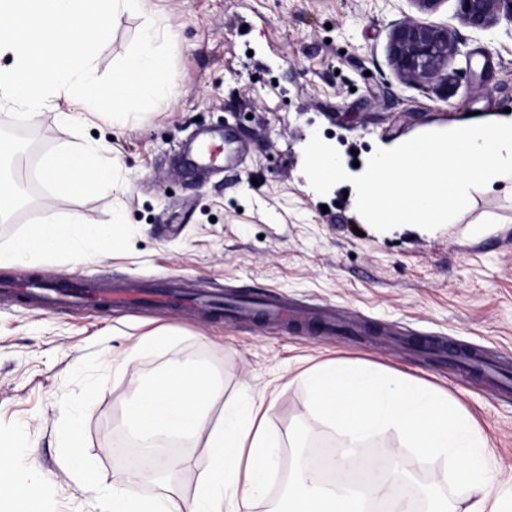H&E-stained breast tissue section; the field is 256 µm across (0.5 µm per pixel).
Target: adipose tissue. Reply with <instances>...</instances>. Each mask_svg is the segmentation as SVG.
Instances as JSON below:
<instances>
[{"mask_svg":"<svg viewBox=\"0 0 512 512\" xmlns=\"http://www.w3.org/2000/svg\"><path fill=\"white\" fill-rule=\"evenodd\" d=\"M147 0H0V104L10 103L35 115L54 99L66 107L60 124L77 115H120L132 96H145L169 81L165 58L146 30L138 48L113 73L111 85L101 83L95 60L112 24L125 13L144 9ZM40 178L59 191L93 196L112 185V163L90 145L66 147L47 158ZM112 228L82 223L73 216L47 219L12 249L0 250V267L21 256L43 258L66 247L73 260L87 254L85 240L112 236ZM308 385L310 409L334 431L343 449L340 467H355L359 448L375 433L395 432L403 447L426 457L452 461L460 492L428 496L426 512H502L492 498L493 479L485 462L486 442L467 412L456 408L445 392L409 379L392 377L371 364L344 362L318 365L301 375ZM217 388L205 370L173 361L164 374L147 382L132 399L122 423L139 447L157 450L160 469L177 472L184 457L164 456L171 438L205 441L206 455L197 462L198 491L175 502L167 495L132 497L128 486L137 474L126 470L110 488L104 512H245L254 494L276 465L269 432L263 422H242L235 408L224 410L220 423L210 419ZM11 447H0V512H37V492H25L3 472ZM405 474L392 469L386 479L366 489L329 487L308 470L297 469L289 482L291 512H371L387 497L389 484L404 483Z\"/></svg>","mask_w":512,"mask_h":512,"instance_id":"obj_1","label":"adipose tissue"}]
</instances>
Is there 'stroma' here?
Returning a JSON list of instances; mask_svg holds the SVG:
<instances>
[{
  "mask_svg": "<svg viewBox=\"0 0 512 512\" xmlns=\"http://www.w3.org/2000/svg\"><path fill=\"white\" fill-rule=\"evenodd\" d=\"M408 17L460 37L447 82L399 78L390 38ZM148 24L159 31L169 87L132 101L127 116L62 127L54 111L34 118L0 106V128L42 134L24 172L33 190L0 222V248L50 215L77 213L88 224L121 218L115 239L85 243L83 262L59 250L37 265L25 259L0 268V442L13 449L18 482L38 487L42 512H103L70 456L111 481L118 464L110 425L174 359L217 377L213 420L223 419L228 403L268 406L280 460H296L314 438L339 450L298 375L343 360L447 391L487 440L494 496L512 505V194L477 190L468 211L433 231L404 225L380 232L357 213L349 185L322 196L302 170L315 133L349 165L381 144L455 129L476 116L504 118L512 109V17L498 14L491 27L475 30L458 0H440L430 11L417 0H150L146 11L112 26L96 59L100 79L111 80ZM226 125L241 164L185 172L184 151L203 131ZM90 141L112 158V191L90 200L52 193L39 176L44 158ZM46 277L103 288L137 282L202 297L274 294L306 306L309 324L329 307L336 321H364L377 333L316 334L193 303L45 311L6 291ZM160 328L173 330L168 344L140 349ZM420 339L476 348L507 380H465L447 355L421 351ZM73 434L75 450L66 446ZM369 443L400 448L404 467L423 473L429 489L447 490L452 463L401 448L391 431Z\"/></svg>",
  "mask_w": 512,
  "mask_h": 512,
  "instance_id": "35a3bbf8",
  "label": "stroma"
}]
</instances>
